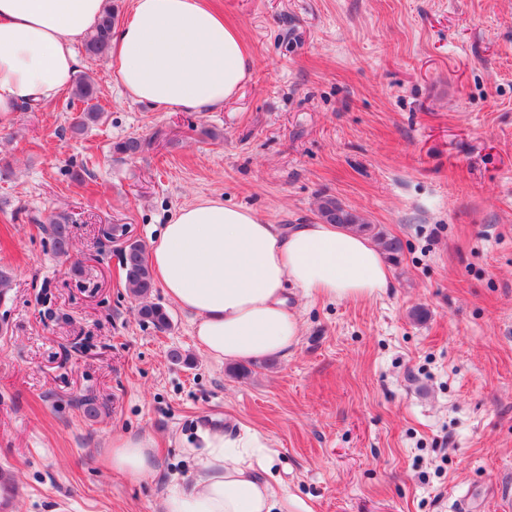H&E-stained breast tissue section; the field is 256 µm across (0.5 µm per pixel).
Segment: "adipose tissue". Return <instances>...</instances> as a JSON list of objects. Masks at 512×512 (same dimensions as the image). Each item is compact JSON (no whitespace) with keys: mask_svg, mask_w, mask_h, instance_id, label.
I'll list each match as a JSON object with an SVG mask.
<instances>
[{"mask_svg":"<svg viewBox=\"0 0 512 512\" xmlns=\"http://www.w3.org/2000/svg\"><path fill=\"white\" fill-rule=\"evenodd\" d=\"M104 0H0V115L46 105L72 86L75 46ZM112 73L128 98L160 112H212L234 98L252 59L237 27L206 0H132L112 39ZM166 297L193 316L197 347L215 361L285 357L299 342L289 288L330 301L370 298L389 267L368 238L339 225L267 223L254 210L201 198L178 209L150 251ZM187 485L167 489L162 512H312L278 491L270 442L246 430L198 434ZM152 436L112 439L113 472L151 473Z\"/></svg>","mask_w":512,"mask_h":512,"instance_id":"ef3b65f1","label":"adipose tissue"}]
</instances>
